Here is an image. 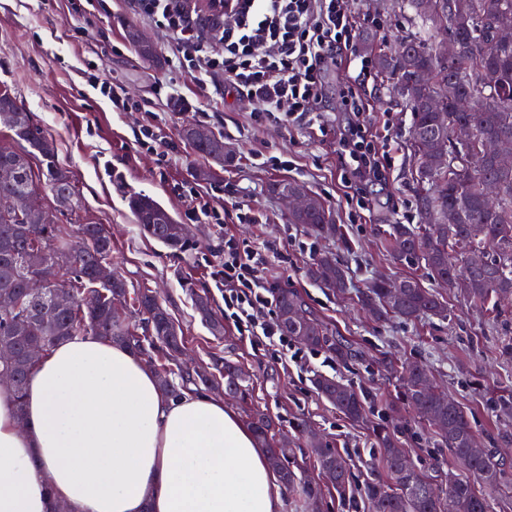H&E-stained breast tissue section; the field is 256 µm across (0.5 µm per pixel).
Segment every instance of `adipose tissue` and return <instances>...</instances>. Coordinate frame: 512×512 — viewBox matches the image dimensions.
I'll list each match as a JSON object with an SVG mask.
<instances>
[{
	"label": "adipose tissue",
	"mask_w": 512,
	"mask_h": 512,
	"mask_svg": "<svg viewBox=\"0 0 512 512\" xmlns=\"http://www.w3.org/2000/svg\"><path fill=\"white\" fill-rule=\"evenodd\" d=\"M26 406L18 423L0 383V512H283L286 489L223 400L167 398L126 346L61 341Z\"/></svg>",
	"instance_id": "obj_1"
}]
</instances>
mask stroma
Instances as JSON below:
<instances>
[{
	"instance_id": "1",
	"label": "stroma",
	"mask_w": 512,
	"mask_h": 512,
	"mask_svg": "<svg viewBox=\"0 0 512 512\" xmlns=\"http://www.w3.org/2000/svg\"><path fill=\"white\" fill-rule=\"evenodd\" d=\"M348 5L355 13L363 53L391 46L396 35L412 30L401 0H349ZM131 28L152 41L161 57H169L161 30L139 15L133 0H0V88L9 89L47 129L59 164L79 190L78 207L61 211L51 194L42 192L41 201L54 222L104 225L112 234L116 269L129 287L159 292L195 357L206 363L215 352L245 367L251 375L250 398L245 403L229 401V408L240 417L250 404L267 412L287 435L289 459L303 465L306 478H316L318 470L307 458L304 440L296 436L294 424L300 419L351 456L359 472L382 468L370 429L374 422L394 431L426 473L447 470V447L432 427L402 406V381L386 367L390 361L416 360L426 364L435 382L464 407L479 446L500 463L502 493L492 512H512V415L496 407L500 395L512 393V356L500 352L502 341H512V300L499 302L492 314L470 306L457 288L439 289L446 316L412 323L373 320L358 300L368 282L380 276L395 280L413 275L424 287H436L423 263L394 261L388 249L391 225L416 217L410 158L413 117L393 100L390 80L379 75L358 88L374 149L389 160L387 191L363 209L347 203L349 189L339 176L331 146L334 125L343 119L336 69L324 75L332 109L327 132L304 121L258 123L250 116L253 101L226 94L223 73H215L206 88H199L166 62L157 66L141 59L127 37ZM112 82L122 86L130 109H113L101 93V85ZM170 83L180 85L186 106H166ZM144 101L153 103L154 113L138 110ZM153 120L167 136L165 166L159 165L155 152L137 144L141 130ZM189 123L223 139V163L194 153L180 135ZM260 152L280 158V167L256 165L254 156ZM283 179L304 184L330 208L343 240L289 223L284 203L269 190L271 183ZM181 182L201 190L218 188L225 209L249 205L255 223H194L192 234L176 251L145 236L128 198L148 194L182 224L186 217L174 193ZM228 236L283 253L288 264L271 262L269 283L299 292L315 315L359 351V360L327 367L321 363L325 351L309 348L305 360L286 362L250 343L229 323L223 337L213 336L196 314L192 295L207 294L215 312L223 313L224 299L207 261ZM326 249L348 268L344 294H333L305 276L313 256ZM320 373L340 378L365 395L370 425L350 422L317 394L313 378Z\"/></svg>"
}]
</instances>
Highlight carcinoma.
I'll use <instances>...</instances> for the list:
<instances>
[{"instance_id": "carcinoma-1", "label": "carcinoma", "mask_w": 512, "mask_h": 512, "mask_svg": "<svg viewBox=\"0 0 512 512\" xmlns=\"http://www.w3.org/2000/svg\"><path fill=\"white\" fill-rule=\"evenodd\" d=\"M447 2L403 0V12L416 24V30L399 41L394 55L374 58L376 67L390 75L393 90L413 114L411 147L416 159L414 180L419 186L420 223L393 224L389 236L393 258L423 262L435 281L463 276L468 284L463 289L466 299L482 305L512 294V168L500 167L488 155L481 157L456 149L450 131L454 125L463 124L481 142L512 141V43L494 41L482 21V17L490 16L496 19V25L512 27V0H475L477 11L467 17L448 13ZM449 41L456 43L458 52L445 61L441 45ZM437 98L447 102L446 122L431 109V102ZM457 98H470L474 104L467 112H457ZM3 107L19 112L17 124L9 130L25 148L0 146V169L12 172L11 179L0 180V295L13 296L22 312L41 309L43 298L28 288L33 273L43 275L47 289L66 288L74 294L71 310L47 311L35 321L36 342L48 351L68 337L93 334L162 360L150 366L161 391L172 399L181 398L187 391L197 393L222 385L247 401V374L221 357L213 358L208 377L173 369L185 337L153 290H131L117 273L108 281L99 279L100 267L110 264L112 255V237L104 225L56 224L52 220L33 223L22 211L7 206L11 200L20 201L23 194L45 187L58 208L71 210L78 205L79 194L71 176L57 163L49 133L6 88L0 89V109ZM197 130L189 124L182 136L197 155L223 163L212 141L198 138ZM444 149L457 159L452 172L441 169L436 161ZM37 154L42 166L39 175L31 164V157ZM488 184L495 186L493 199L485 195ZM128 207L146 236L168 248L184 244L183 237H166L167 225L177 220L155 198L135 194L129 198ZM289 221L319 233L332 225L329 209L317 198L308 211L289 215ZM306 276L334 292L347 287V271L330 253L316 255ZM406 283L399 299L389 302L384 281L374 280L361 292L360 301L382 320L395 317L413 322L444 315L445 306L433 290L422 287L414 278ZM274 295L278 321L288 335L301 336L307 345L325 348L342 361L353 356L351 344L333 337L319 318L304 311V300L297 291L278 288ZM193 296L201 321L213 336H222L224 323L213 312L208 298L196 292ZM296 310L302 312L297 323L292 317ZM135 317L139 318L137 324L132 322ZM15 321L13 316L0 314V346L8 345L14 351V380L10 386L16 396L17 417L23 420V397L35 364L27 360L30 341L14 331ZM428 377L425 364L406 363L401 399L418 417L436 422L454 461L448 467L445 489L455 501L456 512H490L491 501L499 493L500 473L488 454L473 452L475 434L464 407L445 392L420 389L422 380ZM313 382L321 396L346 418L364 421L366 404L353 388L326 375L316 376ZM246 419L288 495L318 500L321 486L299 477L293 467L277 457L271 417L254 406L247 411ZM296 430L307 438L313 464L339 500L358 496L364 512H442L439 491L386 432H375L385 475L375 474L355 488L347 456L317 438L305 421H299Z\"/></svg>"}]
</instances>
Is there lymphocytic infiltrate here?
Segmentation results:
<instances>
[{"label":"lymphocytic infiltrate","instance_id":"1","mask_svg":"<svg viewBox=\"0 0 512 512\" xmlns=\"http://www.w3.org/2000/svg\"><path fill=\"white\" fill-rule=\"evenodd\" d=\"M138 12L160 27L175 48L173 70L206 86L223 72L235 95L256 101L255 120L283 123L309 116L324 122L328 110L324 73L333 66L371 77L370 62L357 54V31L343 0H229L218 36L200 28L186 0H135ZM336 155L361 180L380 178L381 164L356 137L340 138ZM270 247L232 239L213 263V279L224 290V317L240 335L299 360L271 310L274 300L264 276Z\"/></svg>","mask_w":512,"mask_h":512}]
</instances>
